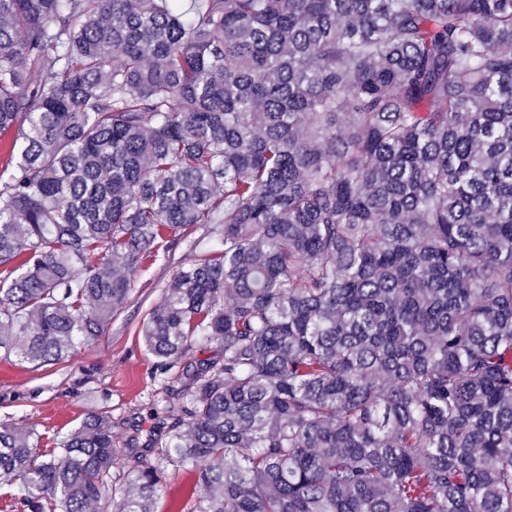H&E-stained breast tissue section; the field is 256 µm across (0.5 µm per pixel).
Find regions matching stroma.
Masks as SVG:
<instances>
[{
	"instance_id": "1",
	"label": "stroma",
	"mask_w": 512,
	"mask_h": 512,
	"mask_svg": "<svg viewBox=\"0 0 512 512\" xmlns=\"http://www.w3.org/2000/svg\"><path fill=\"white\" fill-rule=\"evenodd\" d=\"M190 239V244L145 262L132 274L127 302L93 344L45 367L0 356V420L34 432L43 454L91 414L109 419L115 447L140 449L151 444L155 427L170 423L173 415L162 408L168 378L156 373L141 327L147 313L162 303L163 290L174 274L211 248L204 227L194 228ZM192 481L185 470L168 468L156 495V512L189 507L187 489Z\"/></svg>"
}]
</instances>
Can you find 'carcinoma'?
<instances>
[{
    "mask_svg": "<svg viewBox=\"0 0 512 512\" xmlns=\"http://www.w3.org/2000/svg\"><path fill=\"white\" fill-rule=\"evenodd\" d=\"M0 349L216 344L155 462L0 422L27 512H512V0H0ZM194 477L182 468L170 466L165 472L155 500V511L172 512L190 508L187 489Z\"/></svg>",
    "mask_w": 512,
    "mask_h": 512,
    "instance_id": "1",
    "label": "carcinoma"
}]
</instances>
